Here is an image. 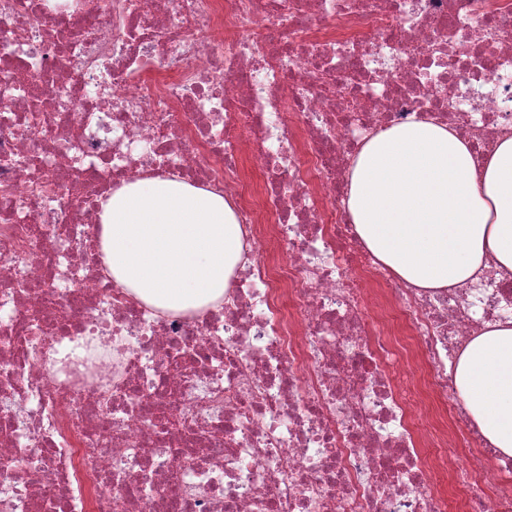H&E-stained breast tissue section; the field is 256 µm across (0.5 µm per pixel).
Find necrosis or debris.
Masks as SVG:
<instances>
[{"instance_id":"4bbe7bcc","label":"necrosis or debris","mask_w":512,"mask_h":512,"mask_svg":"<svg viewBox=\"0 0 512 512\" xmlns=\"http://www.w3.org/2000/svg\"><path fill=\"white\" fill-rule=\"evenodd\" d=\"M421 119L480 158L512 134V0H0V512H448L443 470L512 512L448 369L512 321V272L414 287L342 204L366 138ZM168 171L242 229L191 316L98 245L99 198Z\"/></svg>"}]
</instances>
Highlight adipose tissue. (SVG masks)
Instances as JSON below:
<instances>
[{"label": "adipose tissue", "instance_id": "1", "mask_svg": "<svg viewBox=\"0 0 512 512\" xmlns=\"http://www.w3.org/2000/svg\"><path fill=\"white\" fill-rule=\"evenodd\" d=\"M345 206L375 258L415 287L463 282L490 257L512 271V135L478 160L446 127L392 126L360 149ZM100 220L108 274L165 312L219 304L242 258L232 202L174 175L123 184L102 202ZM454 372L475 424L512 456V324L474 337Z\"/></svg>", "mask_w": 512, "mask_h": 512}]
</instances>
